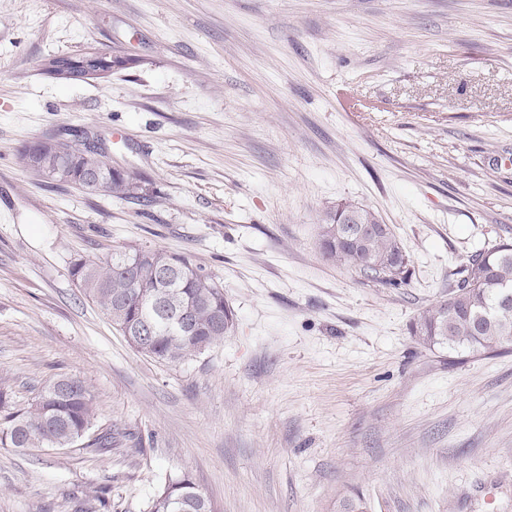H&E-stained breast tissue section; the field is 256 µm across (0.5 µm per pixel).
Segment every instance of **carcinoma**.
<instances>
[{
    "instance_id": "obj_1",
    "label": "carcinoma",
    "mask_w": 512,
    "mask_h": 512,
    "mask_svg": "<svg viewBox=\"0 0 512 512\" xmlns=\"http://www.w3.org/2000/svg\"><path fill=\"white\" fill-rule=\"evenodd\" d=\"M80 55L49 61L47 72L64 78V69L76 68ZM135 60L122 55L101 57L102 69H126ZM19 160L36 176L85 187L89 176L101 177V190L121 199L147 200L142 178L115 168L104 153L66 140L57 144L35 141L16 149ZM380 224L368 207L344 201L318 218L317 236L322 257L354 269L363 277L390 286L407 281L409 256L389 230L360 242L358 251L344 249L342 233L358 224ZM465 276L448 294V300L424 310L410 324V333L426 346H446L468 353L499 354L512 348V241H502L468 259ZM70 275L83 294L98 304L119 331L141 328L144 336L129 341L149 358L179 363L203 353L224 339L233 327L234 312L224 289L189 257L159 248L116 250L97 261L76 259ZM189 319L183 333L172 331L151 306ZM96 419L93 398L83 381L69 377L64 389L57 381L44 387L26 408H15L11 394L0 387V445L27 448H69L92 429ZM148 512H213L188 474L160 481Z\"/></svg>"
}]
</instances>
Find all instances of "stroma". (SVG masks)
<instances>
[{
	"label": "stroma",
	"mask_w": 512,
	"mask_h": 512,
	"mask_svg": "<svg viewBox=\"0 0 512 512\" xmlns=\"http://www.w3.org/2000/svg\"><path fill=\"white\" fill-rule=\"evenodd\" d=\"M135 66L67 83L53 56ZM100 134L152 201L33 175L19 145ZM378 212L393 288L327 262L317 218ZM512 238V0H0V383L61 376L106 452L0 447V512H146L189 474L214 512H512V351L409 332ZM157 247L220 282L223 342L136 352L70 275Z\"/></svg>",
	"instance_id": "stroma-1"
}]
</instances>
